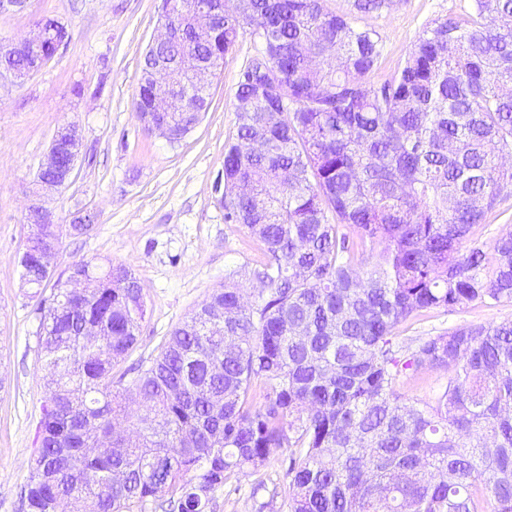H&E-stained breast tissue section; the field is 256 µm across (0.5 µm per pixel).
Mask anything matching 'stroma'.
I'll list each match as a JSON object with an SVG mask.
<instances>
[{"instance_id":"35a3bbf8","label":"stroma","mask_w":512,"mask_h":512,"mask_svg":"<svg viewBox=\"0 0 512 512\" xmlns=\"http://www.w3.org/2000/svg\"><path fill=\"white\" fill-rule=\"evenodd\" d=\"M162 0H26L0 12V41L29 36L52 16L68 25L67 45L19 84L0 82V512H26L22 488L35 455V428L45 396L38 344L37 302L22 279L19 257L31 225L34 181L58 127L76 126L81 156L72 182L55 193L56 221L84 212L91 230L64 238L56 273L78 261L124 264L145 300L142 332L120 371L154 357L165 336L234 274L248 280L264 259L246 227L224 220L215 190L224 150L236 136L239 72L257 47L250 29L239 35L210 89V106L178 144L147 132L133 99L141 63L158 33ZM332 12L375 29L383 42L371 84L389 79L413 42L435 20L467 11L469 0H397L392 9L362 14L353 0H326ZM512 320V303L463 311L435 308L399 327L400 338L430 336L463 324ZM288 449L274 451L256 473L238 474L213 495L211 512H289L284 480Z\"/></svg>"}]
</instances>
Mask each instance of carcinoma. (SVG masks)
Returning <instances> with one entry per match:
<instances>
[{"mask_svg": "<svg viewBox=\"0 0 512 512\" xmlns=\"http://www.w3.org/2000/svg\"><path fill=\"white\" fill-rule=\"evenodd\" d=\"M177 2L173 39L144 54L135 114L153 119L156 58L183 81L251 29L224 220L263 246L261 288L247 305L225 278L133 379H116L139 341V282L122 264L79 261L68 274L88 284L75 292L36 253L91 225H44L25 268L45 381L27 512H131L159 497L167 512H209L232 475L279 448L290 512H485L489 498L512 512V321L395 336L428 309L512 302V229L488 249L472 239L512 193V0H472L424 28L377 87L381 38L324 0H250L241 17L204 22ZM198 122L191 105L164 117L181 137ZM423 366L454 375L418 402L400 379Z\"/></svg>", "mask_w": 512, "mask_h": 512, "instance_id": "obj_1", "label": "carcinoma"}]
</instances>
